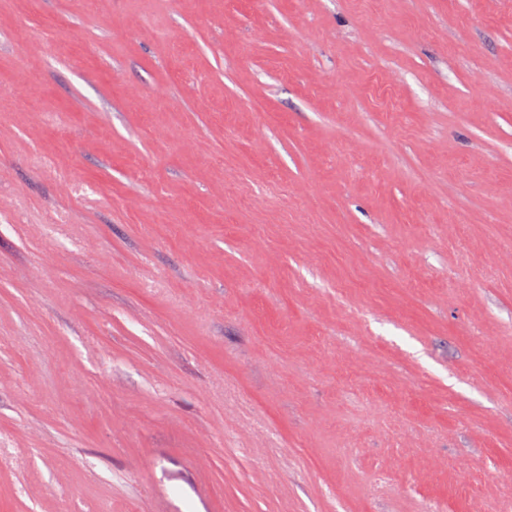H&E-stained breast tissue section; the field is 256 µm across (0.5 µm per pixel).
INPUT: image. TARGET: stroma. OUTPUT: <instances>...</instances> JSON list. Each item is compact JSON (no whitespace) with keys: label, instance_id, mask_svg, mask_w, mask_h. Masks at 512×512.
<instances>
[{"label":"stroma","instance_id":"35a3bbf8","mask_svg":"<svg viewBox=\"0 0 512 512\" xmlns=\"http://www.w3.org/2000/svg\"><path fill=\"white\" fill-rule=\"evenodd\" d=\"M0 512H512V0H0Z\"/></svg>","mask_w":512,"mask_h":512}]
</instances>
